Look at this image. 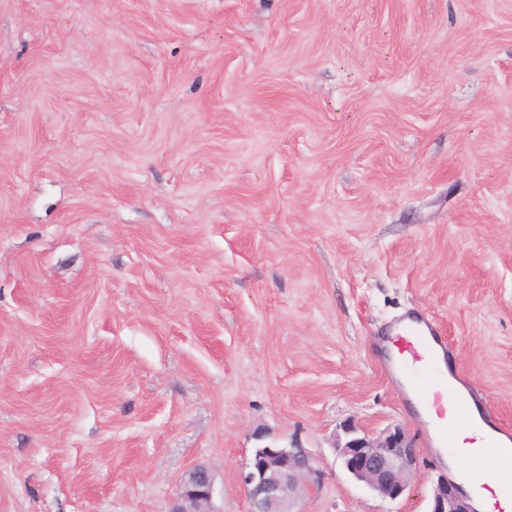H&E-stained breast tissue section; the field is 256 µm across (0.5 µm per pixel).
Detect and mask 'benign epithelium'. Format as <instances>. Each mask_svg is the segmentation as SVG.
Returning <instances> with one entry per match:
<instances>
[{
  "mask_svg": "<svg viewBox=\"0 0 512 512\" xmlns=\"http://www.w3.org/2000/svg\"><path fill=\"white\" fill-rule=\"evenodd\" d=\"M346 439L337 442L339 458L351 478L396 502L410 490L418 462L412 439L401 426L377 434L345 427ZM322 471L316 458L298 445L258 447L242 474L250 512H297L296 505L319 488ZM216 476L206 465H195L181 476L169 512H214ZM427 512H474L460 486L446 475L437 478Z\"/></svg>",
  "mask_w": 512,
  "mask_h": 512,
  "instance_id": "obj_1",
  "label": "benign epithelium"
}]
</instances>
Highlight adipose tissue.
<instances>
[{"label":"adipose tissue","instance_id":"obj_1","mask_svg":"<svg viewBox=\"0 0 512 512\" xmlns=\"http://www.w3.org/2000/svg\"><path fill=\"white\" fill-rule=\"evenodd\" d=\"M417 409L429 420L456 428V448L448 463L457 471L477 512H492L497 503L505 512H512V498L497 502L492 497L502 484L512 483V472L503 467L504 461L512 462V443L493 440L494 430L483 420L477 405H470L465 424L458 410L448 405L439 408L421 403Z\"/></svg>","mask_w":512,"mask_h":512}]
</instances>
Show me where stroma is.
<instances>
[{"mask_svg":"<svg viewBox=\"0 0 512 512\" xmlns=\"http://www.w3.org/2000/svg\"><path fill=\"white\" fill-rule=\"evenodd\" d=\"M438 321L512 430V0H0V512H427L347 423L421 435L374 336ZM344 432V443L338 439L336 444L335 439L334 447L351 478L386 501L404 498L418 462L417 449L405 429L396 425L369 434L349 424ZM321 480L316 458L298 445L253 448L242 474L250 512H300L294 508ZM216 476L206 465H195L181 476L177 494L168 512H215Z\"/></svg>","mask_w":512,"mask_h":512,"instance_id":"1","label":"stroma"}]
</instances>
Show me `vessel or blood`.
<instances>
[{
  "instance_id": "b4317fda",
  "label": "vessel or blood",
  "mask_w": 512,
  "mask_h": 512,
  "mask_svg": "<svg viewBox=\"0 0 512 512\" xmlns=\"http://www.w3.org/2000/svg\"><path fill=\"white\" fill-rule=\"evenodd\" d=\"M389 342L400 355L399 362H387L388 371H396L398 363H405L401 372L408 387L423 400L449 399L459 402L468 389L459 371L443 370L448 359V343L433 320L408 316L398 321L391 330Z\"/></svg>"
}]
</instances>
